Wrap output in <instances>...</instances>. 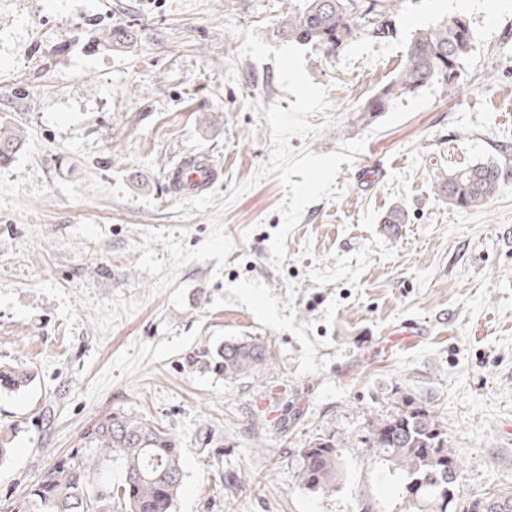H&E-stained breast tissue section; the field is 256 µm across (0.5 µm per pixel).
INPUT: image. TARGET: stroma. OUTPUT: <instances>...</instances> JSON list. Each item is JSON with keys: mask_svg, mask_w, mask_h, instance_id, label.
I'll list each match as a JSON object with an SVG mask.
<instances>
[{"mask_svg": "<svg viewBox=\"0 0 512 512\" xmlns=\"http://www.w3.org/2000/svg\"><path fill=\"white\" fill-rule=\"evenodd\" d=\"M474 32L459 86L396 100L361 125V100L388 83L415 31L453 16L448 0H403L394 37L358 34L338 56L305 55L330 108L317 154L365 138L341 164V194L308 205L274 265L282 224L275 178L230 200L267 162L266 109H289L273 60L240 56L247 30H273L302 0H0V123L26 146L0 167V365L35 379L0 393V428L17 429L0 465L10 512L55 456L100 415L123 410L166 428L183 450L175 512H412L389 466L360 438L395 392L432 406L460 461L463 498L512 491V0H464ZM132 26L135 50L93 44ZM206 152L224 177L179 197L166 169ZM493 160L506 171L483 207L434 193L437 170ZM408 215L398 234L381 219ZM220 219L234 249L183 266L166 291L137 270L146 230L195 248ZM139 300L105 334L90 300ZM261 337L266 377L235 383L187 369L191 350ZM277 404L262 405L269 393ZM342 441L332 493L299 487L300 450L325 432ZM250 474V484H229Z\"/></svg>", "mask_w": 512, "mask_h": 512, "instance_id": "obj_1", "label": "stroma"}]
</instances>
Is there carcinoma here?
Listing matches in <instances>:
<instances>
[{
	"label": "carcinoma",
	"instance_id": "obj_1",
	"mask_svg": "<svg viewBox=\"0 0 512 512\" xmlns=\"http://www.w3.org/2000/svg\"><path fill=\"white\" fill-rule=\"evenodd\" d=\"M398 7V0H304L303 9L288 12L272 34L334 55L361 32L390 37V14ZM136 38L132 27L117 25L103 30L95 42L99 48L125 52ZM473 42L470 24L461 15L414 33L405 44L404 61L395 76L360 103L357 122L376 121L395 100L428 86L456 88ZM25 143L24 133L0 124V165L14 161ZM503 177L498 163L480 162L438 172L434 189L454 207L477 209L493 197ZM273 358L268 342L250 338L200 347L185 361L192 369L233 383L269 369ZM32 381L33 374L21 365L0 367V391L17 392ZM388 409L369 419L363 441L373 456L391 464L416 512H512L511 491L457 506L459 464L437 413L408 395L391 398ZM339 448L336 435L324 433L301 449L299 485L335 492ZM114 464L121 471L115 485ZM183 477V455L172 433L139 415L110 411L88 425L73 448L48 463L30 485L18 512H173Z\"/></svg>",
	"mask_w": 512,
	"mask_h": 512
}]
</instances>
